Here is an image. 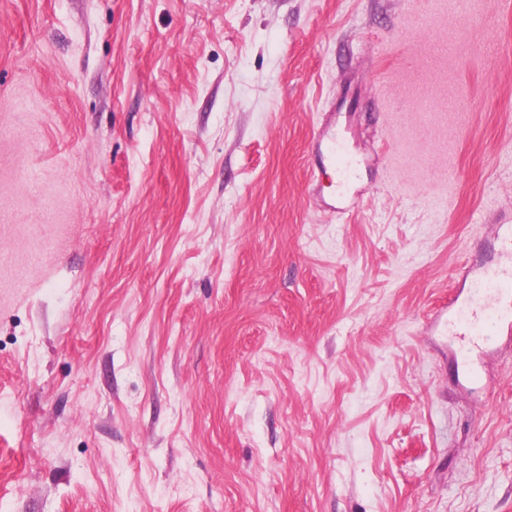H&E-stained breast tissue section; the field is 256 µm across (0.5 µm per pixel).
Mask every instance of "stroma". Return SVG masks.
Returning a JSON list of instances; mask_svg holds the SVG:
<instances>
[{
  "label": "stroma",
  "instance_id": "35a3bbf8",
  "mask_svg": "<svg viewBox=\"0 0 512 512\" xmlns=\"http://www.w3.org/2000/svg\"><path fill=\"white\" fill-rule=\"evenodd\" d=\"M471 13L0 0V512H512V340L429 325L512 215Z\"/></svg>",
  "mask_w": 512,
  "mask_h": 512
}]
</instances>
